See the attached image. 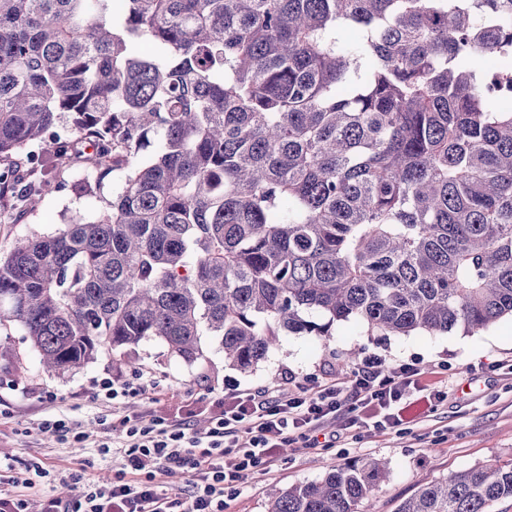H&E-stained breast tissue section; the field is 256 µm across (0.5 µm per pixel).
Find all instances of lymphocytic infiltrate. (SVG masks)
Listing matches in <instances>:
<instances>
[{
	"label": "lymphocytic infiltrate",
	"instance_id": "lymphocytic-infiltrate-1",
	"mask_svg": "<svg viewBox=\"0 0 512 512\" xmlns=\"http://www.w3.org/2000/svg\"><path fill=\"white\" fill-rule=\"evenodd\" d=\"M423 377L415 361L389 365L374 355L351 370L342 386L299 383L272 396L228 384L204 433L181 423L148 424L142 416L125 413V399L142 395L143 385L106 377L98 382L95 396L112 405V428L123 437L116 463L131 471V478L92 485L77 500L44 501L29 497L33 482L7 463L0 465V482L11 491L0 496V512H224V493L235 487L242 472L268 468L297 441L318 445L316 432L325 419L342 416L351 427L401 425L396 408L413 392L423 391ZM158 469L186 476L185 488L159 490L154 483Z\"/></svg>",
	"mask_w": 512,
	"mask_h": 512
}]
</instances>
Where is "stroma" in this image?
<instances>
[{
    "mask_svg": "<svg viewBox=\"0 0 512 512\" xmlns=\"http://www.w3.org/2000/svg\"><path fill=\"white\" fill-rule=\"evenodd\" d=\"M50 187L37 210H0V257L21 240L53 234L73 218L96 220L124 179L123 171L98 176L81 162L47 168ZM205 357L188 363L171 356L159 341L136 347V367L116 364L103 352L72 375L43 369L24 330L0 326V457L16 471L34 477L35 464L64 470L82 469L86 484L115 477L110 428L112 405L94 398V386L105 377L146 382L144 396L126 401L128 413L151 408L154 416L184 419L194 429L209 426L211 410L224 395V383L265 389L275 394L287 376L321 384H343L351 368L346 352L357 358L380 356L386 362L416 360L424 381L441 390L444 400L431 406L424 394H413L402 413L409 427L362 431L338 430L326 423L323 433H337L335 447L292 445L273 464L270 474L245 472L236 494L227 497L224 512H266V491L321 479L329 466L348 458L372 457L385 462L390 478L367 498L359 512H397L400 503L422 486L464 469L488 463L512 464V318L468 335L459 330L411 336H380L355 322L333 328L329 342L311 336L282 335L255 371L243 373L224 364L218 339H202ZM486 369H479V362ZM54 400H47L45 392ZM61 417L85 432L78 443L38 431L39 424Z\"/></svg>",
    "mask_w": 512,
    "mask_h": 512,
    "instance_id": "obj_1",
    "label": "stroma"
}]
</instances>
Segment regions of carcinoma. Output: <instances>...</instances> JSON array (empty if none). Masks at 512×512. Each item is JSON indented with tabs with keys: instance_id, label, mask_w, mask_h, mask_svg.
<instances>
[{
	"instance_id": "obj_1",
	"label": "carcinoma",
	"mask_w": 512,
	"mask_h": 512,
	"mask_svg": "<svg viewBox=\"0 0 512 512\" xmlns=\"http://www.w3.org/2000/svg\"><path fill=\"white\" fill-rule=\"evenodd\" d=\"M0 0V184L125 169L96 221L0 260V325L78 372L217 338L251 371L288 332L474 334L512 316V0ZM153 55L133 53L141 38ZM71 117L73 136L54 131ZM49 182L17 201L35 208ZM387 465L339 463L268 512H358ZM512 465L398 512H489Z\"/></svg>"
}]
</instances>
